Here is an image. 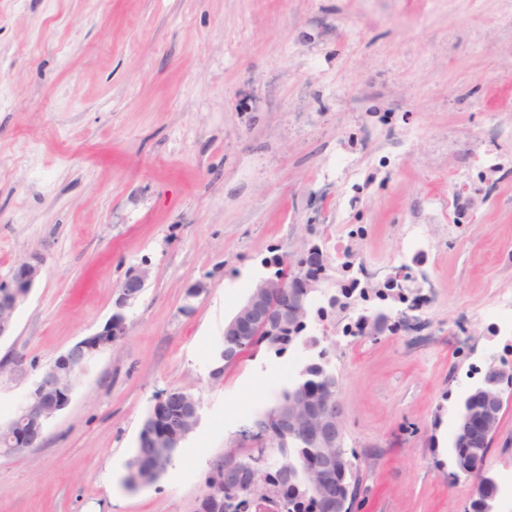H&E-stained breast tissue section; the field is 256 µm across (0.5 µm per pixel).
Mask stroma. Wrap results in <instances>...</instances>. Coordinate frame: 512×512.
Listing matches in <instances>:
<instances>
[{
    "mask_svg": "<svg viewBox=\"0 0 512 512\" xmlns=\"http://www.w3.org/2000/svg\"><path fill=\"white\" fill-rule=\"evenodd\" d=\"M502 128L512 0H0V277L44 259L0 339V427L150 269L41 445L0 458V512H196L212 461L291 383L287 356L262 348L212 374L263 260L356 224L350 248L383 262L418 222L455 227L422 263L421 329L340 335L380 307L371 295L318 348L358 455V512H467L458 403L489 367L512 370V330L473 315L512 290ZM171 387L200 397L199 425L156 483L129 488L142 422ZM485 465L495 512H512V385Z\"/></svg>",
    "mask_w": 512,
    "mask_h": 512,
    "instance_id": "stroma-1",
    "label": "stroma"
}]
</instances>
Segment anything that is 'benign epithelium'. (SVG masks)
<instances>
[{
	"label": "benign epithelium",
	"mask_w": 512,
	"mask_h": 512,
	"mask_svg": "<svg viewBox=\"0 0 512 512\" xmlns=\"http://www.w3.org/2000/svg\"><path fill=\"white\" fill-rule=\"evenodd\" d=\"M43 258L32 254L14 264L10 275L0 279V338L14 327L15 313L30 294L41 275ZM267 273L254 282L247 298L235 315L224 324V350L221 360L237 363L243 351L257 341L274 345V338L284 336L296 327L307 326L311 314V295L318 288L314 271L324 267L322 247L313 243L298 264L281 254L265 262ZM403 267H388L368 278L381 288H399L404 281ZM150 276L147 268L132 270L118 286L115 311L93 336L76 342L59 355L32 383L23 415L11 430L12 441L29 450L41 444L48 422L70 403L74 381L87 367L98 350L112 346L125 331V310L138 297ZM381 313L363 310L356 321L373 334L382 327ZM505 377H483L474 384L461 402L454 429L459 447L454 449V467L458 473L498 487L497 479L480 461V449L493 441L503 409ZM201 399L184 388H169L159 393L149 409V422L140 437L156 448V465L141 470L134 463L128 479L135 487L155 482L167 469L172 449L181 444L197 428ZM344 404L336 392L335 375H327L323 389L300 384L288 402L264 411L256 420L240 428L235 442L257 447L275 439L283 446L292 441L298 445L294 465L280 470L277 486L286 485L298 498L312 499L332 508L328 512H352L350 500L343 496L344 481L354 472V460L344 445ZM266 459L252 456L246 461L236 449L229 448L224 459L214 464L210 476L215 485L224 488L227 503L251 491L259 465ZM253 512H286L278 491L254 497Z\"/></svg>",
	"instance_id": "7a95c632"
}]
</instances>
